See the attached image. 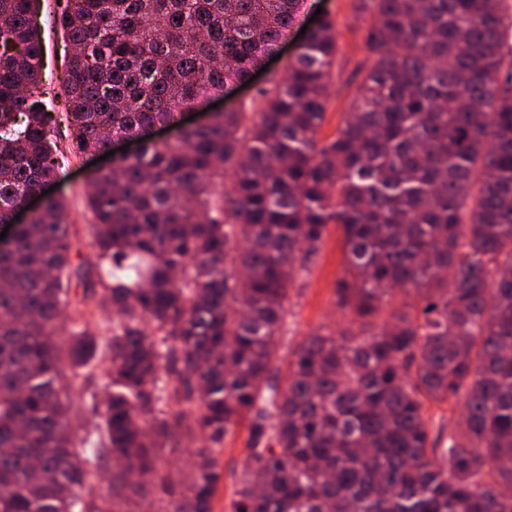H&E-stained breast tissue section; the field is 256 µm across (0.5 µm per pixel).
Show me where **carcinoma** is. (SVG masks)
Returning <instances> with one entry per match:
<instances>
[{
	"instance_id": "cac0c4a2",
	"label": "carcinoma",
	"mask_w": 512,
	"mask_h": 512,
	"mask_svg": "<svg viewBox=\"0 0 512 512\" xmlns=\"http://www.w3.org/2000/svg\"><path fill=\"white\" fill-rule=\"evenodd\" d=\"M356 2L371 65L322 139L327 15L253 111L182 124L278 53L302 0H65L71 150L178 136L88 173L105 351L70 300L65 200L0 251V512H117L148 483L151 512H213L243 425L229 512H512V17L504 0ZM29 10L0 0V224L60 168ZM331 224L351 319L286 359L290 290ZM101 365L90 433L71 394ZM445 403L463 418L441 448L428 410ZM195 435L175 478L156 449ZM247 432L241 428L235 437L228 438L224 444V478L221 480L213 501V512H228V503L235 479V470H239L246 448Z\"/></svg>"
}]
</instances>
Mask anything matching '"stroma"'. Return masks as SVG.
<instances>
[{"mask_svg": "<svg viewBox=\"0 0 512 512\" xmlns=\"http://www.w3.org/2000/svg\"><path fill=\"white\" fill-rule=\"evenodd\" d=\"M319 8L332 17L339 31V49L332 70L327 114L321 131L322 137L329 138L335 135L343 112L350 106L369 69L370 60L363 42L364 25L357 18L355 0H304L300 13L302 21H309ZM57 12L56 0H42L39 23L46 50V67L43 71L45 101L61 113L65 110V103L56 98L55 92L58 68L65 55L66 44L55 23ZM90 162V157L66 154L59 170V184L54 192L66 198L70 210V231L75 244L73 261L92 271L96 268L98 258L89 234L93 217L85 201L86 175L91 168ZM307 267V272L297 283L299 293L293 298L292 315L288 320V333L283 346L287 352L319 326H338L345 322L335 304L336 285L345 275L342 237L338 228H329L318 252L309 258ZM246 439L247 432L242 429L224 444V477L214 497L213 512L228 510L235 472L240 467Z\"/></svg>", "mask_w": 512, "mask_h": 512, "instance_id": "obj_1", "label": "stroma"}]
</instances>
